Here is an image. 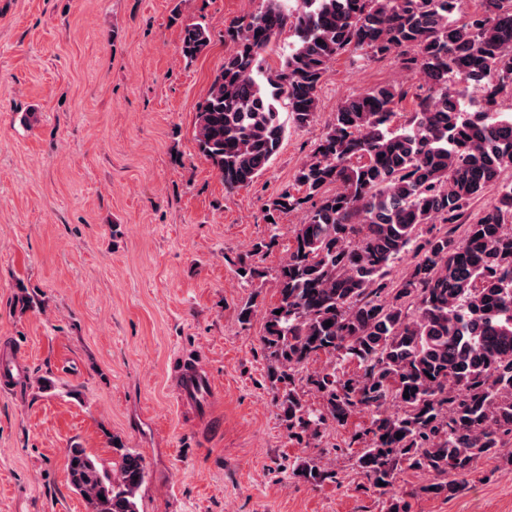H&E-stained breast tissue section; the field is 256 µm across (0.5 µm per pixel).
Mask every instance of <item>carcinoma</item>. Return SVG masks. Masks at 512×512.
Returning a JSON list of instances; mask_svg holds the SVG:
<instances>
[{
  "mask_svg": "<svg viewBox=\"0 0 512 512\" xmlns=\"http://www.w3.org/2000/svg\"><path fill=\"white\" fill-rule=\"evenodd\" d=\"M463 2L267 0L225 27L229 54L195 116L198 151L231 192L268 170L287 124L315 121L340 52L393 57L424 77L411 112L397 111L408 92L390 86L338 106L294 183L266 201L269 238L237 263L252 289L238 312L247 324L267 277L256 258L278 245L281 215L306 212L264 312L273 400L298 445L367 412L353 435L355 464L381 494L403 469L427 475L422 491L446 498L481 460L512 464V112L502 109L512 96V0H478L460 22ZM287 25L296 40L269 74L263 54ZM210 41L205 22L182 23L186 63ZM461 83L479 98L464 101ZM489 192L493 201L474 208ZM408 255L406 271L392 275ZM322 356L328 369L304 373ZM307 388L318 406L304 400ZM66 455L86 512H139L140 454L105 462L75 446ZM294 474L312 485L336 478L313 459Z\"/></svg>",
  "mask_w": 512,
  "mask_h": 512,
  "instance_id": "cac0c4a2",
  "label": "carcinoma"
}]
</instances>
